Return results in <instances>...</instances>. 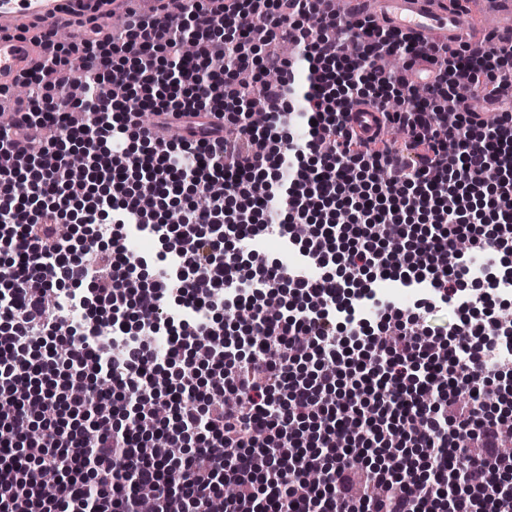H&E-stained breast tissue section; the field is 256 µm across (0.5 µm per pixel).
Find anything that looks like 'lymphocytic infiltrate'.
I'll return each instance as SVG.
<instances>
[{
    "label": "lymphocytic infiltrate",
    "mask_w": 512,
    "mask_h": 512,
    "mask_svg": "<svg viewBox=\"0 0 512 512\" xmlns=\"http://www.w3.org/2000/svg\"><path fill=\"white\" fill-rule=\"evenodd\" d=\"M265 29L252 126L244 93L212 62L248 61ZM78 30L74 70L57 41ZM36 90L83 79L81 121L19 113L0 128V512H512V339L486 310L471 321L466 252L512 251V45L448 50L326 0H156L127 13L119 39L73 12L37 23ZM194 42V58L181 46ZM303 49L308 137L286 128L292 63ZM435 69L423 95L389 69L392 55ZM481 112L445 118L480 80ZM138 88L133 102L112 86ZM377 107L374 129L353 108ZM136 111L209 119L201 134L158 139ZM402 129L403 148L387 135ZM79 142L106 195L88 200L89 238L59 232L87 182L70 170ZM284 180L252 206L253 185ZM223 182L226 192L211 195ZM192 188L187 206L169 193ZM167 243L170 272L141 284L130 233ZM265 233L299 246L321 273L278 262L246 270L232 242ZM380 280L423 290L373 317L346 303ZM454 308L458 323H440ZM250 311L248 351L234 326ZM165 333L170 375L149 342ZM182 447L163 457L157 441ZM318 463L323 484L305 470ZM55 475L52 495L43 474ZM238 487L225 498V482Z\"/></svg>",
    "instance_id": "f902f5d3"
}]
</instances>
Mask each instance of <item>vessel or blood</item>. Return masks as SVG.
Segmentation results:
<instances>
[{
    "instance_id": "1",
    "label": "vessel or blood",
    "mask_w": 512,
    "mask_h": 512,
    "mask_svg": "<svg viewBox=\"0 0 512 512\" xmlns=\"http://www.w3.org/2000/svg\"><path fill=\"white\" fill-rule=\"evenodd\" d=\"M84 0H0V84H8L31 69L37 54L21 33V23L30 18L54 22L67 7ZM351 12L380 18L383 23L421 41H435L456 49L461 36L460 14L445 0H350Z\"/></svg>"
}]
</instances>
